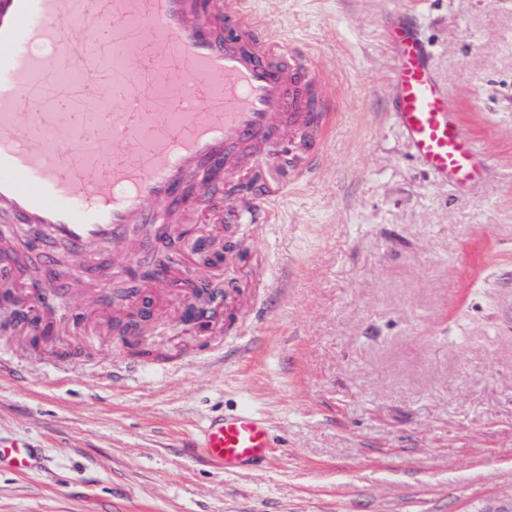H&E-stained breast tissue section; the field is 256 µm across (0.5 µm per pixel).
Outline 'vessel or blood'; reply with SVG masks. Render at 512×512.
<instances>
[{
  "instance_id": "b4317fda",
  "label": "vessel or blood",
  "mask_w": 512,
  "mask_h": 512,
  "mask_svg": "<svg viewBox=\"0 0 512 512\" xmlns=\"http://www.w3.org/2000/svg\"><path fill=\"white\" fill-rule=\"evenodd\" d=\"M388 46L392 117L412 158L438 184L472 189L487 158L428 44L396 25ZM106 74L111 112L79 111ZM334 110L312 59L278 39L252 0H0V241L38 231L41 287L89 275L108 284L98 250L138 227L179 237L180 212L209 209L211 186L275 161L281 143L314 170ZM87 129L108 139L109 161L74 152ZM269 199L255 188L246 223H267ZM60 245L77 265L59 261ZM273 443L245 407L209 418L185 452L248 471L268 464ZM34 466L27 442L0 443V471Z\"/></svg>"
}]
</instances>
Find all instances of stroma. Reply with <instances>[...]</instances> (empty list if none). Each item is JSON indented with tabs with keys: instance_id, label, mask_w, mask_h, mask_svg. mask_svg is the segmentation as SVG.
<instances>
[{
	"instance_id": "35a3bbf8",
	"label": "stroma",
	"mask_w": 512,
	"mask_h": 512,
	"mask_svg": "<svg viewBox=\"0 0 512 512\" xmlns=\"http://www.w3.org/2000/svg\"><path fill=\"white\" fill-rule=\"evenodd\" d=\"M321 68L338 102L307 178L258 164L279 192L237 223L226 311L251 333L183 319L156 292L153 346L124 369L91 280L56 281L74 356L0 333V441L33 471L0 473V512H512V0H255ZM398 13L432 49L466 130L489 156L466 197L412 159L390 116ZM246 406L270 424L266 467L212 469L182 452L206 419ZM271 200V196L267 190L261 186L254 189L253 202L245 217V223L248 224H264L267 223L269 215L267 212V202ZM35 467L33 448L25 441H13L4 445L0 441V471L27 472Z\"/></svg>"
}]
</instances>
